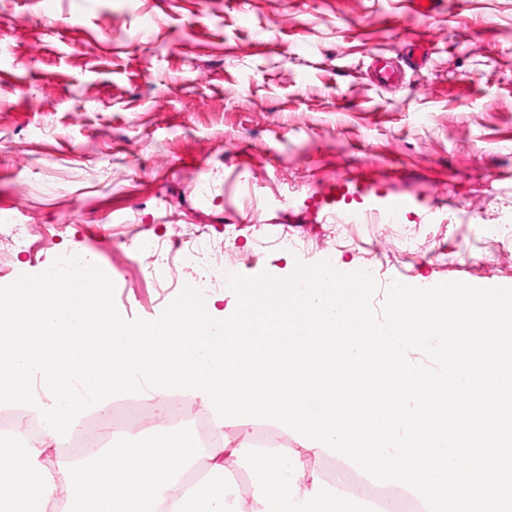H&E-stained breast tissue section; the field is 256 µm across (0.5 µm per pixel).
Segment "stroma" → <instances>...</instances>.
<instances>
[{
	"instance_id": "stroma-1",
	"label": "stroma",
	"mask_w": 512,
	"mask_h": 512,
	"mask_svg": "<svg viewBox=\"0 0 512 512\" xmlns=\"http://www.w3.org/2000/svg\"><path fill=\"white\" fill-rule=\"evenodd\" d=\"M399 66L382 81L377 59ZM209 181L206 196L197 176ZM408 199L399 255L383 228L350 239L333 214ZM37 224L51 248L0 239V283L91 253L127 320L152 321L201 271L144 280L136 246L172 252L189 224L225 255L256 236L242 275H292L333 251L338 272L391 283L512 287V0H0V225ZM233 232H225V225ZM498 257L496 267L486 258ZM257 420L224 426L232 496Z\"/></svg>"
}]
</instances>
